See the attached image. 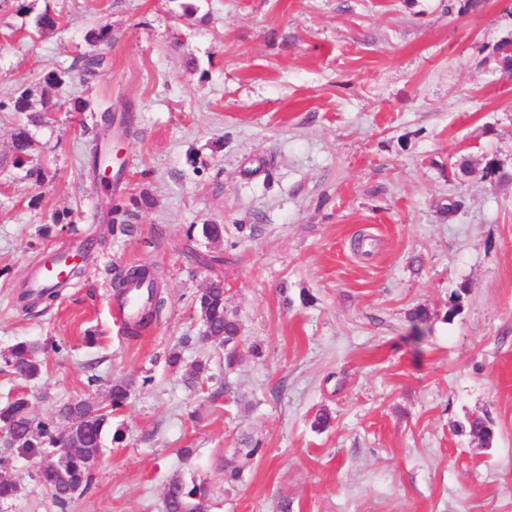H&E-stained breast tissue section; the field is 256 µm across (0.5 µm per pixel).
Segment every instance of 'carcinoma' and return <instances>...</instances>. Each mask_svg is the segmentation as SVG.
Returning <instances> with one entry per match:
<instances>
[{"label":"carcinoma","instance_id":"carcinoma-1","mask_svg":"<svg viewBox=\"0 0 512 512\" xmlns=\"http://www.w3.org/2000/svg\"><path fill=\"white\" fill-rule=\"evenodd\" d=\"M59 18L50 7L34 14L31 25L39 32L56 28ZM11 108L26 115L27 122L19 124L12 134L11 165L26 169V176L38 174L28 167L37 150L29 126L42 122L43 115L31 112L30 95L22 91L13 98ZM154 277L145 267H132L118 277L122 288L132 280ZM165 306V300L156 289H151L148 306L142 320L134 327L138 331L157 321ZM197 311L203 324L201 339L213 344L224 354V368H234L239 359L243 327L234 313L225 307L224 282L216 280L203 289L196 298ZM428 312L423 308L409 315L411 335L422 336V326L428 321ZM42 347L36 343L18 342L3 356L0 370L17 378L34 382L42 374L40 359ZM209 370L208 363L197 360L184 374L185 384L192 386ZM133 386V380L112 383L109 389L110 403L101 406L88 399H74L62 404L55 418L39 420L29 412V404L19 395L0 405V446L24 455H51L52 463L40 469L39 481L49 492L60 512H67L77 492H86L91 487L92 474L85 461L100 453L105 434L113 430L112 442L124 439L121 428H112V418L125 407ZM66 423L69 432L59 430L58 422ZM261 452L260 442H255L238 451L237 460L224 464V484L233 486L241 481L244 471ZM18 493L17 483L7 474L5 458H0V500L13 498ZM207 488L195 482L188 484L181 479L170 482L164 495V512H208Z\"/></svg>","mask_w":512,"mask_h":512}]
</instances>
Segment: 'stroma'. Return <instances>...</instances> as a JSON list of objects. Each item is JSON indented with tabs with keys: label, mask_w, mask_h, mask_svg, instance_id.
I'll return each instance as SVG.
<instances>
[{
	"label": "stroma",
	"mask_w": 512,
	"mask_h": 512,
	"mask_svg": "<svg viewBox=\"0 0 512 512\" xmlns=\"http://www.w3.org/2000/svg\"><path fill=\"white\" fill-rule=\"evenodd\" d=\"M28 3L60 22L31 34L0 0V100L29 88L46 115L26 177L10 165L20 116L0 111V355L36 342L44 368L0 372V402L27 393L49 419L135 382L112 420L124 442L105 441L67 512H163L175 477L205 483L209 512H512V181L483 172H512V74L497 65L512 0ZM101 24L111 45L86 39ZM97 54L96 76L41 89ZM78 98L87 111H70ZM107 107L132 118L108 191L86 164ZM204 224L223 242L190 236ZM89 238L81 276L29 308L30 266ZM132 265L159 271L166 300L137 337L111 283ZM216 279L244 328L230 372L199 339L195 297ZM175 346L209 359L203 387L165 365ZM473 413L491 447L459 431ZM250 441L262 455L225 486L219 467ZM40 467L11 460L19 493L0 512H59Z\"/></svg>",
	"instance_id": "1"
}]
</instances>
